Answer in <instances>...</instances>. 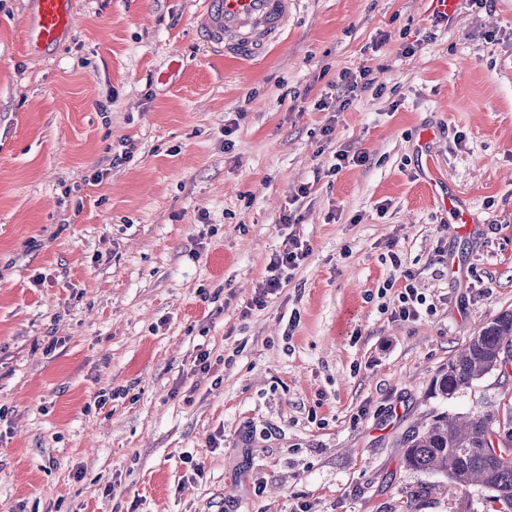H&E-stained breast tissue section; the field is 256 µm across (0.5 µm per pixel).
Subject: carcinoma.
<instances>
[{"label":"carcinoma","instance_id":"cac0c4a2","mask_svg":"<svg viewBox=\"0 0 512 512\" xmlns=\"http://www.w3.org/2000/svg\"><path fill=\"white\" fill-rule=\"evenodd\" d=\"M503 364H512V310L498 314L448 361L434 381V393L454 398ZM403 444L410 469L441 474L454 490L481 486L493 492V500L512 506V405L501 414H437L408 432ZM496 446L501 448L497 455L491 452Z\"/></svg>","mask_w":512,"mask_h":512}]
</instances>
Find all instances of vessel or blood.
I'll use <instances>...</instances> for the list:
<instances>
[{
    "instance_id": "vessel-or-blood-1",
    "label": "vessel or blood",
    "mask_w": 512,
    "mask_h": 512,
    "mask_svg": "<svg viewBox=\"0 0 512 512\" xmlns=\"http://www.w3.org/2000/svg\"><path fill=\"white\" fill-rule=\"evenodd\" d=\"M23 34L27 50L42 51L69 30L71 0H35ZM298 0H200L198 32L212 48L247 59L277 43Z\"/></svg>"
}]
</instances>
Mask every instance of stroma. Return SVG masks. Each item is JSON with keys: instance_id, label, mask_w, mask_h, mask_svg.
Instances as JSON below:
<instances>
[{"instance_id": "obj_1", "label": "stroma", "mask_w": 512, "mask_h": 512, "mask_svg": "<svg viewBox=\"0 0 512 512\" xmlns=\"http://www.w3.org/2000/svg\"><path fill=\"white\" fill-rule=\"evenodd\" d=\"M196 8L73 0L32 54V0H0V512H499L402 440L512 399L495 374L433 391L512 309V0L439 25L430 0H298L251 60ZM362 66L377 88L316 109ZM339 149L368 161L330 173ZM291 233L309 256L251 307ZM404 268L413 322L391 314ZM400 276L405 280L404 292L398 297V304L392 310V315L401 321H414L421 316V306L425 299L418 293L413 284L415 274L409 269L402 270Z\"/></svg>"}]
</instances>
